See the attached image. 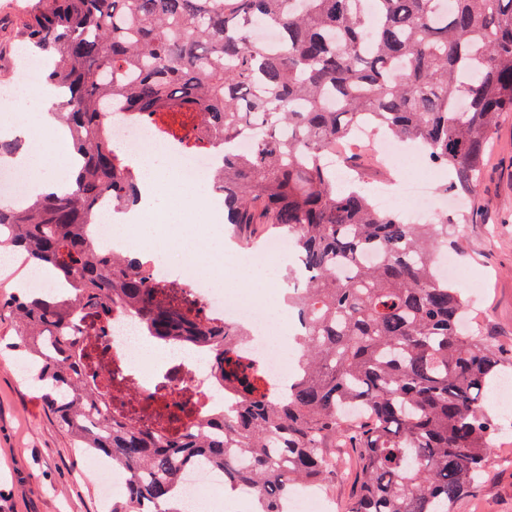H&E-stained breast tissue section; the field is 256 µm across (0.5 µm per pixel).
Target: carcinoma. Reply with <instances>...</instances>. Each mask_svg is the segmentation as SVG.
<instances>
[{"instance_id": "obj_1", "label": "carcinoma", "mask_w": 512, "mask_h": 512, "mask_svg": "<svg viewBox=\"0 0 512 512\" xmlns=\"http://www.w3.org/2000/svg\"><path fill=\"white\" fill-rule=\"evenodd\" d=\"M32 0L0 43V75L20 50L54 55L47 81L78 165L72 189L25 207L0 205V246L54 268L57 296L13 293L0 316L19 323L16 347L47 406L85 453L125 479L112 512H186L184 472H224V490L254 512H279L296 488L333 473L326 449L357 452L359 490L348 512H452L482 477L497 430L484 401L500 366L496 345L465 333L466 298L441 278L436 253L448 222L407 224L377 208L360 162L349 186L325 162L360 126L412 141L455 173L439 191L472 194L491 132L512 112V0ZM280 33L276 47L255 29ZM168 115L194 143L224 146L213 181L238 237L275 228L312 270L294 286L304 362L288 398L267 396L244 371V328L193 314L154 287L148 264L105 255L89 228L100 205L138 202L137 178L113 143L108 117ZM249 136L252 150L237 140ZM370 252L376 263L365 264ZM139 315L147 335L179 338L215 361L233 410L202 413L194 431L151 413L112 408L88 385L102 365L81 323L107 327L112 310Z\"/></svg>"}]
</instances>
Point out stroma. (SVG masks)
<instances>
[{
  "instance_id": "obj_1",
  "label": "stroma",
  "mask_w": 512,
  "mask_h": 512,
  "mask_svg": "<svg viewBox=\"0 0 512 512\" xmlns=\"http://www.w3.org/2000/svg\"><path fill=\"white\" fill-rule=\"evenodd\" d=\"M448 224L449 252L485 282L468 324L495 341L500 372L512 375V112L500 116L483 179ZM139 232L167 240L203 235L215 252L233 236L231 225L205 227L188 215L140 225ZM16 334L13 320L0 318V512H108L95 472L51 414L39 384L13 368ZM453 512H512V461L490 454L483 480Z\"/></svg>"
}]
</instances>
